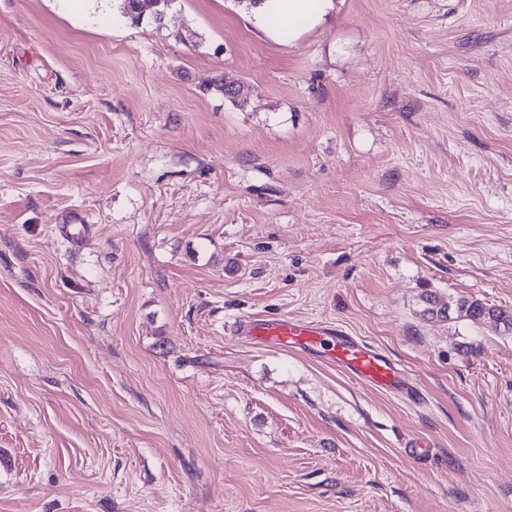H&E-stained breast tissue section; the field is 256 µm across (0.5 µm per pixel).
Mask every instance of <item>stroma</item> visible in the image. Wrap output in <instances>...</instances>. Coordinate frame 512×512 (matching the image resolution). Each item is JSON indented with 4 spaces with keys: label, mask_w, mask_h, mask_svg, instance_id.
Here are the masks:
<instances>
[{
    "label": "stroma",
    "mask_w": 512,
    "mask_h": 512,
    "mask_svg": "<svg viewBox=\"0 0 512 512\" xmlns=\"http://www.w3.org/2000/svg\"><path fill=\"white\" fill-rule=\"evenodd\" d=\"M334 3L0 0V512H512V0ZM333 1L264 0L262 2L260 0H248L250 7H253L251 12L253 24L272 37H276L278 31L270 26L271 15H274L281 22L280 26H288L289 37L293 31L301 32L303 30L298 23L300 19L307 20L312 24L321 22L334 8ZM457 310L471 320H484L494 325L503 324L512 328V312L507 313L501 309L487 308L478 300L461 298L457 301ZM232 331L255 344L314 355L358 381L408 400L419 399V392L409 382L402 364L368 342L324 322L288 317L248 318L236 320Z\"/></svg>",
    "instance_id": "35a3bbf8"
}]
</instances>
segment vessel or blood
Segmentation results:
<instances>
[{"instance_id":"b4317fda","label":"vessel or blood","mask_w":512,"mask_h":512,"mask_svg":"<svg viewBox=\"0 0 512 512\" xmlns=\"http://www.w3.org/2000/svg\"><path fill=\"white\" fill-rule=\"evenodd\" d=\"M232 331L259 345L314 355L358 381L406 399L414 401L419 397L402 364L368 342L326 323L288 317L248 318L235 321Z\"/></svg>"}]
</instances>
